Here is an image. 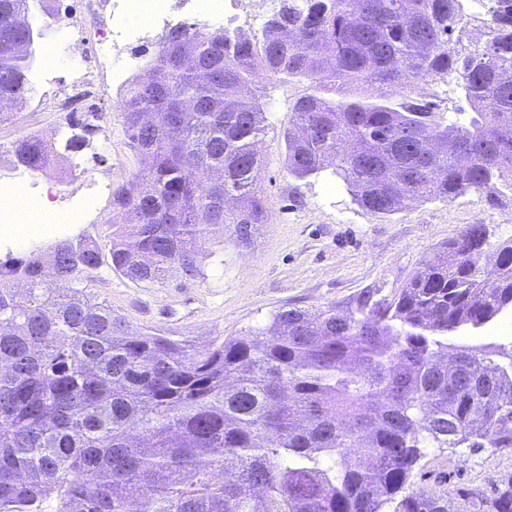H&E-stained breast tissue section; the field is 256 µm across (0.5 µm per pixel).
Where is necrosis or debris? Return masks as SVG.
<instances>
[{
	"mask_svg": "<svg viewBox=\"0 0 512 512\" xmlns=\"http://www.w3.org/2000/svg\"><path fill=\"white\" fill-rule=\"evenodd\" d=\"M274 8L275 0H86L89 13L111 15L112 24L95 31L89 52L80 54L75 65L76 79L64 93L46 99L43 109L95 111L99 99L93 80L95 70L111 66L113 80H124L129 70L124 48L146 34L163 32L187 21L199 28L208 27L226 17L242 21L250 30Z\"/></svg>",
	"mask_w": 512,
	"mask_h": 512,
	"instance_id": "obj_1",
	"label": "necrosis or debris"
}]
</instances>
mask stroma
<instances>
[{
	"label": "stroma",
	"mask_w": 512,
	"mask_h": 512,
	"mask_svg": "<svg viewBox=\"0 0 512 512\" xmlns=\"http://www.w3.org/2000/svg\"><path fill=\"white\" fill-rule=\"evenodd\" d=\"M36 66L51 62L54 84L66 85L70 60L53 27L35 40ZM104 94L97 128L79 153L60 158L37 173L2 171L30 196L48 194L58 206H81L86 219L61 227V235L100 240L112 216L110 189L138 166L117 110L120 91L111 69L102 72ZM48 84L33 83L27 109L0 120V158L9 159L12 142L35 133L64 147L83 133L86 113L37 111ZM299 84L279 83L269 90L272 113L259 145L264 158L261 185L270 202L266 223L258 225L250 246L224 244L223 262L208 261L205 279L163 288H141L102 268L93 285L100 298L125 317L132 331L162 334L201 347L215 337H237L266 324L282 309H311L336 304L356 309L362 298L392 299L420 264L469 224L482 222L491 245L512 240V190L497 204L470 192L443 203H419L390 219L366 214L342 182L333 178L291 179L284 164L281 133L289 104L303 94ZM512 346V311L487 325L465 328L448 339L449 353L462 347ZM445 475L449 489L477 488L492 493L497 481L512 475V452L483 448H431L423 472L411 477L409 490L432 488Z\"/></svg>",
	"instance_id": "1"
}]
</instances>
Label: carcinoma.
<instances>
[{"label":"carcinoma","instance_id":"carcinoma-1","mask_svg":"<svg viewBox=\"0 0 512 512\" xmlns=\"http://www.w3.org/2000/svg\"><path fill=\"white\" fill-rule=\"evenodd\" d=\"M41 0H0V100L28 93L35 53L12 44ZM282 0L260 44L172 27L118 100L140 167L112 187L103 240L63 237L0 262V512H448V491L405 485L429 448L512 451V349L448 335L512 308V241L483 262L470 224L391 303L282 309L203 348L131 333L92 290L103 265L142 288L205 279L224 232L267 221L256 145L274 81L305 93L283 132L285 169L334 177L361 210L512 188V0ZM484 39L462 44L468 25ZM461 43L449 54L448 44ZM433 78L469 112L415 97ZM14 169L58 152L25 135ZM456 512H512L453 491Z\"/></svg>","mask_w":512,"mask_h":512}]
</instances>
